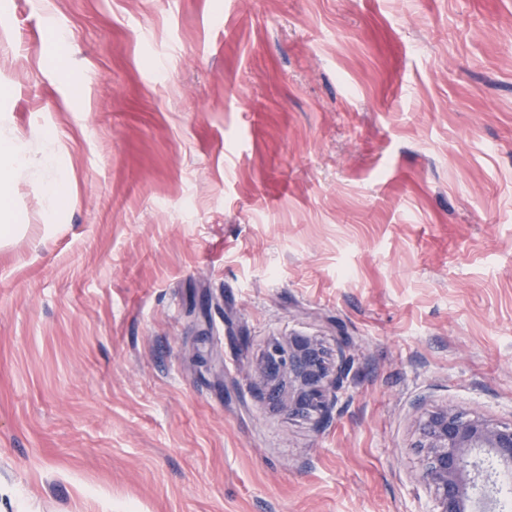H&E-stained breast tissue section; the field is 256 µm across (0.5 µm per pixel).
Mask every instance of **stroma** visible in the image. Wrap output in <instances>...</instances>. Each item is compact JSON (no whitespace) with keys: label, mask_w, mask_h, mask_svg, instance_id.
<instances>
[{"label":"stroma","mask_w":512,"mask_h":512,"mask_svg":"<svg viewBox=\"0 0 512 512\" xmlns=\"http://www.w3.org/2000/svg\"><path fill=\"white\" fill-rule=\"evenodd\" d=\"M1 127L70 202L10 187L0 512H435L424 415L512 421V0H0ZM0 156L7 161L6 167L0 170V201L8 195V184L25 176L34 165L39 164L55 172V177L47 182L44 191L48 214L52 215L66 207L68 175L51 130L39 131L33 142L0 131ZM350 359L340 352L336 370L330 368L323 348L304 337H291L288 350L279 344L269 346L256 370L272 387L274 398L278 388L288 380V412L297 416H309L325 412L330 404L329 386L340 389L347 376ZM333 373V374H332Z\"/></svg>","instance_id":"35a3bbf8"}]
</instances>
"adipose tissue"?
<instances>
[{"mask_svg": "<svg viewBox=\"0 0 512 512\" xmlns=\"http://www.w3.org/2000/svg\"><path fill=\"white\" fill-rule=\"evenodd\" d=\"M0 158L7 162L6 167L0 169V199L7 197L9 185L14 179L25 176L38 164L55 173L54 178L45 186L46 210L53 214L66 207L68 175L51 130L39 131L35 139L28 142L15 134L0 131Z\"/></svg>", "mask_w": 512, "mask_h": 512, "instance_id": "1", "label": "adipose tissue"}]
</instances>
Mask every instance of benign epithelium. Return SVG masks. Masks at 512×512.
I'll return each instance as SVG.
<instances>
[{
  "label": "benign epithelium",
  "mask_w": 512,
  "mask_h": 512,
  "mask_svg": "<svg viewBox=\"0 0 512 512\" xmlns=\"http://www.w3.org/2000/svg\"><path fill=\"white\" fill-rule=\"evenodd\" d=\"M348 366L349 358L342 353L336 368H330L318 343L295 336L289 338L286 349L270 345L257 373L272 387L275 397L280 384L288 382V413L309 416L327 410L329 389H340ZM411 447L423 455V478L433 488L436 512H468L470 492L482 474L477 467H468L467 458L473 450L485 448L511 467L512 423H498L461 410L437 409L422 420Z\"/></svg>",
  "instance_id": "obj_1"
}]
</instances>
